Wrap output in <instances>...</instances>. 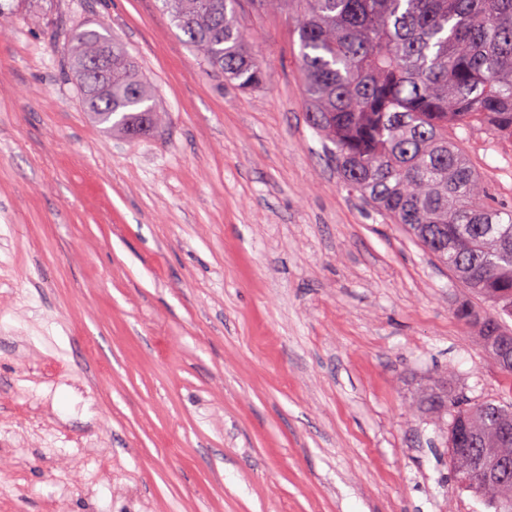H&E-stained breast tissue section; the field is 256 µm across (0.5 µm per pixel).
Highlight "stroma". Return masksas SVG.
<instances>
[{
  "mask_svg": "<svg viewBox=\"0 0 512 512\" xmlns=\"http://www.w3.org/2000/svg\"><path fill=\"white\" fill-rule=\"evenodd\" d=\"M237 18L252 91L160 0H0V512H485L415 407L512 401L470 294L342 186L291 15ZM100 21L162 112L136 140L67 68ZM456 135L512 208V142Z\"/></svg>",
  "mask_w": 512,
  "mask_h": 512,
  "instance_id": "obj_1",
  "label": "stroma"
}]
</instances>
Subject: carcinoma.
Segmentation results:
<instances>
[{
	"mask_svg": "<svg viewBox=\"0 0 512 512\" xmlns=\"http://www.w3.org/2000/svg\"><path fill=\"white\" fill-rule=\"evenodd\" d=\"M194 53L243 90L264 71L242 37L236 0H161ZM296 17L308 122L334 149L344 187L401 224L491 311L461 306L485 348L511 339L512 211L495 204L452 131L484 129L512 141V0H253ZM70 67L83 105L108 131L138 138L159 121L153 89L136 61L96 29L68 36ZM428 408L450 416L441 435L461 489L489 512L512 510V483L466 482V459L480 448L512 458V405L471 400L434 383Z\"/></svg>",
	"mask_w": 512,
	"mask_h": 512,
	"instance_id": "cac0c4a2",
	"label": "carcinoma"
}]
</instances>
